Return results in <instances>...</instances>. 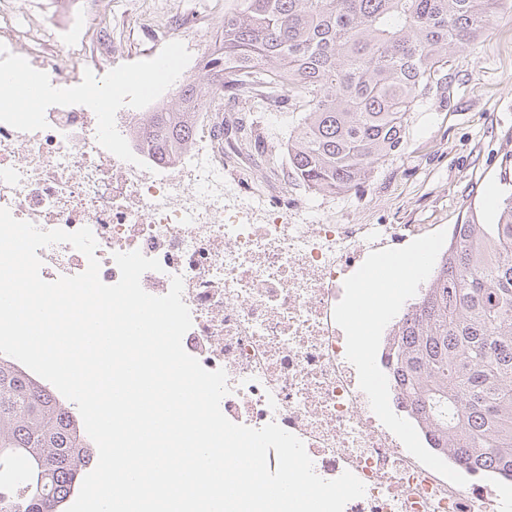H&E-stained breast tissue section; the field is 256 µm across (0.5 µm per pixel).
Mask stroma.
<instances>
[{
  "label": "stroma",
  "mask_w": 512,
  "mask_h": 512,
  "mask_svg": "<svg viewBox=\"0 0 512 512\" xmlns=\"http://www.w3.org/2000/svg\"><path fill=\"white\" fill-rule=\"evenodd\" d=\"M224 0H15L6 24L39 19L51 37L83 39L87 59L108 38L123 53L109 67H78L76 80L110 86L113 71L152 69L180 38L185 81L202 76L203 60L224 29ZM448 79L407 116L399 152L350 192H315L289 165L267 177L290 197L335 215L340 224L494 223L505 181H512V9L499 11L474 46L448 54Z\"/></svg>",
  "instance_id": "obj_1"
}]
</instances>
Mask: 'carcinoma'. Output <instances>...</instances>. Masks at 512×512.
<instances>
[{"mask_svg": "<svg viewBox=\"0 0 512 512\" xmlns=\"http://www.w3.org/2000/svg\"><path fill=\"white\" fill-rule=\"evenodd\" d=\"M502 0H231L204 75L139 121V150L174 164L218 97L301 112L288 163L344 193L397 152L407 115L447 82L448 51L479 40ZM387 374L434 447L512 477V191L495 223L454 225L426 288L395 324ZM93 441L47 385L0 354V512H65ZM39 467L17 469L19 461Z\"/></svg>", "mask_w": 512, "mask_h": 512, "instance_id": "obj_1", "label": "carcinoma"}]
</instances>
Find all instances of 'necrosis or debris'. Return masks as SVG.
<instances>
[{"instance_id":"1","label":"necrosis or debris","mask_w":512,"mask_h":512,"mask_svg":"<svg viewBox=\"0 0 512 512\" xmlns=\"http://www.w3.org/2000/svg\"><path fill=\"white\" fill-rule=\"evenodd\" d=\"M76 51L55 43L45 96L29 105L21 65L0 67V208L44 230L90 228L104 283L120 278L115 253L133 250L161 264L141 278L149 294L181 276L192 317L182 344L205 369L226 371L223 414L296 435L321 478L352 472L365 494L344 512H512L492 472H467L457 486L406 450L371 410L334 320L344 280L370 252L405 247L436 225L338 224L288 202L244 159L226 158L207 111L180 162L158 163L130 138L153 96L98 111L95 91L70 88ZM38 255L47 281L88 265L65 243Z\"/></svg>"}]
</instances>
